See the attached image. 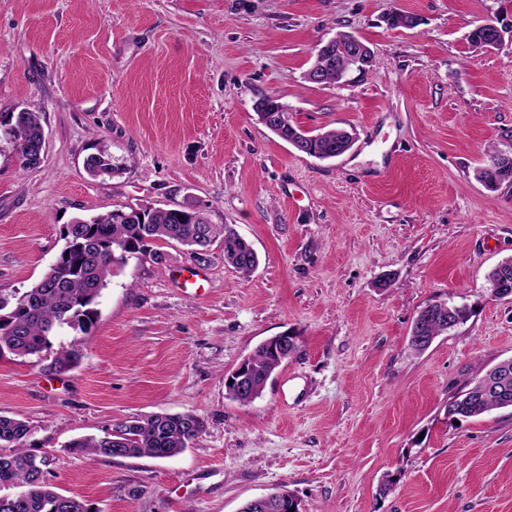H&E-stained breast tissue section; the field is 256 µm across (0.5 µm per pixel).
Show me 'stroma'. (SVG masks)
<instances>
[{
  "instance_id": "obj_1",
  "label": "stroma",
  "mask_w": 512,
  "mask_h": 512,
  "mask_svg": "<svg viewBox=\"0 0 512 512\" xmlns=\"http://www.w3.org/2000/svg\"><path fill=\"white\" fill-rule=\"evenodd\" d=\"M412 29L388 28L393 10ZM492 19L497 48L468 33ZM373 53L366 74L313 84L336 32ZM266 97L304 129L354 130L343 156L298 152L259 120ZM40 113L42 163L0 143V295L40 279L78 215L194 205L259 257L248 277L214 246L199 290L129 259L90 334L62 329L40 355L0 353V415L26 421L46 479L97 512H240L283 488L303 512H512V409L455 421L448 401L478 367L512 358V300L487 272L512 258V185L486 190L488 146L512 150V0H0V116ZM107 145L122 171L84 161ZM464 298L469 321L421 353L426 305ZM296 353L261 396L224 376L265 339ZM82 339L77 367L56 353ZM204 433L166 459L94 461L70 443L155 413Z\"/></svg>"
}]
</instances>
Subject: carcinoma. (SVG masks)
Here are the masks:
<instances>
[{"instance_id":"carcinoma-1","label":"carcinoma","mask_w":512,"mask_h":512,"mask_svg":"<svg viewBox=\"0 0 512 512\" xmlns=\"http://www.w3.org/2000/svg\"><path fill=\"white\" fill-rule=\"evenodd\" d=\"M352 35L338 32L331 38V46H315L313 70L323 72L325 83H340L350 70L363 72L373 66L369 51L349 62V67L336 68L331 57L336 44L344 43ZM289 113L288 106L276 99L259 103L260 119ZM267 128L298 151L319 159L336 158L351 149L354 137L343 128H332L313 134L288 120L286 125ZM44 134L40 115L21 109L0 121V140L9 142L20 163L27 169L38 165L33 159L37 144ZM90 176H112L119 165L104 146L85 161ZM477 179L489 191L503 184H512V166L489 171L480 167ZM207 225L210 236L224 244V264L242 276L251 275L258 266V256L252 246L228 224H213L205 215L178 207H146L143 214L131 205H120L111 211L90 218L78 217L63 227L65 248L56 263L58 267L48 280H38L12 299L0 297V351L8 349L17 356L41 353L51 344L56 328L67 325L87 334L98 319V304L109 277L138 254L150 255L155 260L162 256L153 249L159 241L176 242L187 248L189 258L198 260L196 248L198 227ZM455 323L442 322L431 314L413 322L411 332L420 336L437 337L466 323L471 309L464 303H450ZM296 348L278 355L271 353L263 343L248 356V369L258 384H265ZM81 342L75 341L61 350L52 366L59 372L75 368L81 359ZM477 379H470L448 402V415L462 418L481 416L491 410L512 407V386L509 399L493 393L476 396L471 389ZM204 431V423L191 413H158L144 419L120 421L112 433L102 437L74 440L70 447L92 460L116 457H150L165 459L181 453L190 442ZM31 428L27 422L0 416V447L10 453H0V512H93L91 505L78 496L59 493L46 480H38L30 470L34 453L28 449Z\"/></svg>"}]
</instances>
